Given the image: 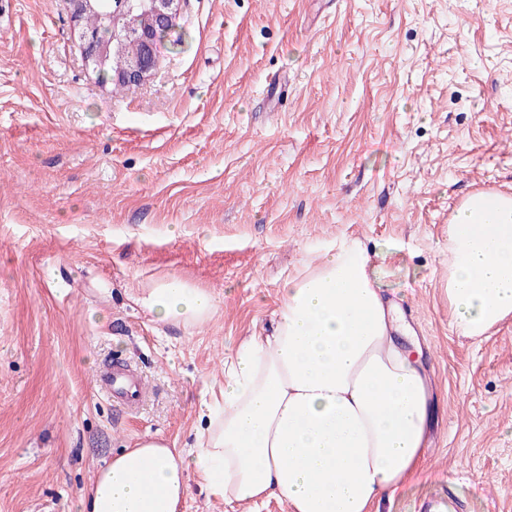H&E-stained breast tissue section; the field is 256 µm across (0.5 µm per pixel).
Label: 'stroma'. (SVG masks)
I'll use <instances>...</instances> for the list:
<instances>
[{
	"instance_id": "obj_1",
	"label": "stroma",
	"mask_w": 512,
	"mask_h": 512,
	"mask_svg": "<svg viewBox=\"0 0 512 512\" xmlns=\"http://www.w3.org/2000/svg\"><path fill=\"white\" fill-rule=\"evenodd\" d=\"M486 188L512 192V0H184L129 93L86 68L67 0H0V512H78L128 445L197 447L225 355L342 238L387 253L435 394L381 512L451 486L512 512V319L460 336L442 288L448 220ZM166 276L212 320H152L134 298ZM106 358L142 371L138 410L98 391Z\"/></svg>"
}]
</instances>
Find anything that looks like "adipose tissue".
Wrapping results in <instances>:
<instances>
[{"label":"adipose tissue","instance_id":"adipose-tissue-1","mask_svg":"<svg viewBox=\"0 0 512 512\" xmlns=\"http://www.w3.org/2000/svg\"><path fill=\"white\" fill-rule=\"evenodd\" d=\"M385 253L344 238L278 288L272 332L239 341L220 401L204 405L195 452L161 440L113 456L80 512H180L197 472L209 494L290 512H375L417 471L432 406L425 375L382 290ZM444 288L454 328L478 337L512 318V194L483 189L448 221ZM135 300L157 320L209 321L215 295L162 278Z\"/></svg>","mask_w":512,"mask_h":512}]
</instances>
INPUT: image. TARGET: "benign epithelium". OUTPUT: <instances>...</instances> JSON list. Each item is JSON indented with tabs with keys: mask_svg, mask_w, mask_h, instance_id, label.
Masks as SVG:
<instances>
[{
	"mask_svg": "<svg viewBox=\"0 0 512 512\" xmlns=\"http://www.w3.org/2000/svg\"><path fill=\"white\" fill-rule=\"evenodd\" d=\"M74 35L83 46L86 67L101 75L108 74V82L118 84L146 83L159 61V47L176 26L182 0H144L143 7L154 20L153 26L137 34L138 53L132 59H122L125 35L113 28L112 38L97 39L83 25L84 16L99 7L98 0H69Z\"/></svg>",
	"mask_w": 512,
	"mask_h": 512,
	"instance_id": "obj_1",
	"label": "benign epithelium"
}]
</instances>
